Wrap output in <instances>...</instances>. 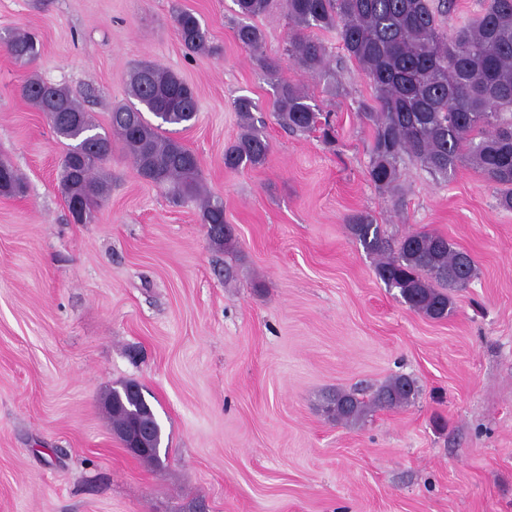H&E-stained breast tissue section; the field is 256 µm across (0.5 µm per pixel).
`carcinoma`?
I'll return each instance as SVG.
<instances>
[{
	"label": "carcinoma",
	"mask_w": 512,
	"mask_h": 512,
	"mask_svg": "<svg viewBox=\"0 0 512 512\" xmlns=\"http://www.w3.org/2000/svg\"><path fill=\"white\" fill-rule=\"evenodd\" d=\"M279 1L291 26L285 55L294 65L331 88L325 48L307 30H334L372 83L377 106L361 117L372 132L368 174L377 188L395 190L405 155L444 176L453 174L465 158L498 185L499 205L512 209V0H489L473 22L451 34L441 30L432 0H234L245 19L267 13ZM174 23L187 50L200 55L214 52L197 14L179 9ZM236 37L261 67H273L264 54L261 29L242 23ZM0 46L22 66L41 52L37 37L18 29L0 35ZM21 93L47 116L60 112L76 118L54 132L71 141L61 159V186L65 202L78 199L84 204L85 223L95 221L108 194L111 177L101 164L112 155L115 137L142 177L168 188L176 202L199 201L202 223L211 230L224 227L211 241L226 250L234 248V236L224 221V201L205 188L197 158L169 136L168 127L187 128L198 112L194 88L172 71L149 62L137 64L129 75L128 94L142 108L130 103L114 106L110 131L101 133L98 143L86 136L97 125L69 89L56 86L49 91L44 81L31 76ZM310 100L305 90L284 80L274 112L293 133L319 129L324 139H331V124ZM235 109L241 132L224 150V166H262L270 145L263 126L252 116L258 106L241 96ZM0 187L5 197L21 195L23 178L0 163ZM348 227L364 251L375 257L376 276L397 289L412 310L430 319L447 318L448 289L463 288L474 276L471 257L443 236L415 232L394 249L369 215L350 217ZM133 386L127 382L105 394L112 426L147 421L152 424L150 445H159L161 428L147 401L131 391ZM416 394L415 381L398 375L368 399L353 392L329 394L323 412L356 425L374 409L404 406Z\"/></svg>",
	"instance_id": "cac0c4a2"
}]
</instances>
